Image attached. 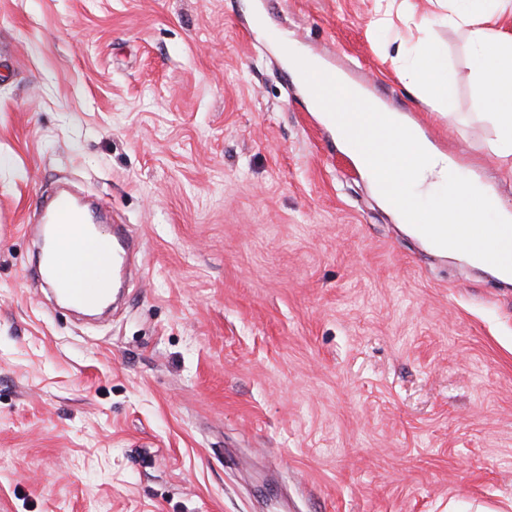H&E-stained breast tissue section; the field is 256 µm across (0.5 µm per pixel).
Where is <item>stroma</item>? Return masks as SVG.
<instances>
[{
    "mask_svg": "<svg viewBox=\"0 0 512 512\" xmlns=\"http://www.w3.org/2000/svg\"><path fill=\"white\" fill-rule=\"evenodd\" d=\"M380 6L0 0V512L512 501V281L397 223L264 34L354 64L512 209L466 26ZM422 37L444 116L395 58ZM62 181L141 244L100 320L29 277Z\"/></svg>",
    "mask_w": 512,
    "mask_h": 512,
    "instance_id": "1",
    "label": "stroma"
}]
</instances>
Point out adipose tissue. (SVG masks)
<instances>
[{"instance_id":"1","label":"adipose tissue","mask_w":512,"mask_h":512,"mask_svg":"<svg viewBox=\"0 0 512 512\" xmlns=\"http://www.w3.org/2000/svg\"><path fill=\"white\" fill-rule=\"evenodd\" d=\"M460 9L450 11L448 21L470 28L465 51L480 80L479 107L492 122L496 137L492 152L512 171V31L499 25V12L479 8L478 0H461ZM407 67L423 85L427 99L442 107L447 96L446 66L436 53L417 49L409 52ZM101 238L92 235L81 250L62 249L57 261L72 275L96 284L107 263L100 250Z\"/></svg>"}]
</instances>
